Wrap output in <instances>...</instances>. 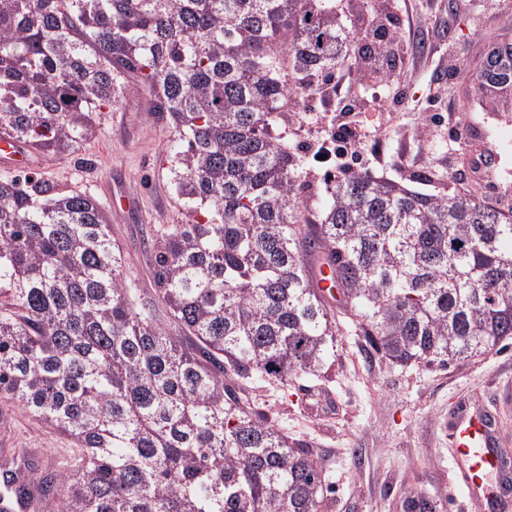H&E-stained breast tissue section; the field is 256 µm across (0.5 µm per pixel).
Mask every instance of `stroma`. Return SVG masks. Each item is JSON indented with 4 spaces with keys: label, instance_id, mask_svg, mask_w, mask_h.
I'll return each mask as SVG.
<instances>
[{
    "label": "stroma",
    "instance_id": "1",
    "mask_svg": "<svg viewBox=\"0 0 512 512\" xmlns=\"http://www.w3.org/2000/svg\"><path fill=\"white\" fill-rule=\"evenodd\" d=\"M505 15L484 11L483 0H400L392 26L410 40L411 59L390 73L398 86L365 82L355 90L370 113L385 121L364 150L372 174L431 194H466L512 216V86L474 94L456 82L442 106L449 119L469 118L484 132L461 153L501 154L496 185L484 186L467 161L448 168L447 128L433 127L432 98L447 82L448 61L461 58L462 74L476 68L486 44H512V0ZM126 105L101 112L99 131L73 155L41 153L38 173L84 191L100 203L123 196L125 208L109 210L112 237L125 258L124 273L141 304L163 312L151 275L147 230L187 221L164 170L173 146L165 122L150 112L146 87L129 84ZM297 194L308 219L327 198L324 170L306 160ZM243 402L309 451L322 467L326 488L321 512H406L410 493L432 499L438 512H477L452 487V460L444 426L462 403L497 410L512 450V340L448 367L391 365L368 354L349 321H342L336 356L321 376L282 386L261 379L239 385ZM74 441L37 422L19 405L0 407V448H23L41 469L58 468Z\"/></svg>",
    "mask_w": 512,
    "mask_h": 512
}]
</instances>
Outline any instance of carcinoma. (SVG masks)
I'll use <instances>...</instances> for the list:
<instances>
[{"instance_id":"1","label":"carcinoma","mask_w":512,"mask_h":512,"mask_svg":"<svg viewBox=\"0 0 512 512\" xmlns=\"http://www.w3.org/2000/svg\"><path fill=\"white\" fill-rule=\"evenodd\" d=\"M362 52L325 0H0V133L74 154L140 83L190 217L147 238L174 336L134 306L92 195L0 177V403L77 445L55 471L29 463L31 512H319L317 462L224 383L286 385L335 356L312 260L392 365L512 339V217L356 171L307 223L301 156L276 135L286 90Z\"/></svg>"}]
</instances>
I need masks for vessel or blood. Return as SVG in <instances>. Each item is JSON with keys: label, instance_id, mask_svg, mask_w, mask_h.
I'll list each match as a JSON object with an SVG mask.
<instances>
[{"label": "vessel or blood", "instance_id": "1", "mask_svg": "<svg viewBox=\"0 0 512 512\" xmlns=\"http://www.w3.org/2000/svg\"><path fill=\"white\" fill-rule=\"evenodd\" d=\"M31 159L26 148L12 136L0 134V167L23 169ZM496 416L492 411L461 407L448 432L455 465L454 487L479 512H496L512 495V455L503 450Z\"/></svg>", "mask_w": 512, "mask_h": 512}]
</instances>
